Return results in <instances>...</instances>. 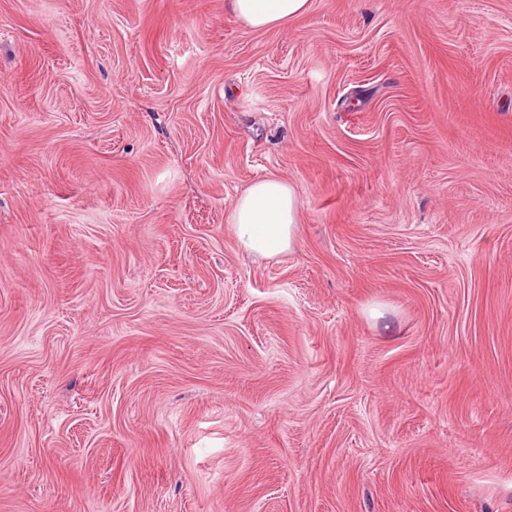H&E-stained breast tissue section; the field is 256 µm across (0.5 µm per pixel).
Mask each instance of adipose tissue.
I'll return each mask as SVG.
<instances>
[{"mask_svg": "<svg viewBox=\"0 0 512 512\" xmlns=\"http://www.w3.org/2000/svg\"><path fill=\"white\" fill-rule=\"evenodd\" d=\"M228 6L247 28L260 31L306 15L311 0H228ZM230 220L244 251L276 257L292 246L299 222L297 195L278 177L259 178L237 198Z\"/></svg>", "mask_w": 512, "mask_h": 512, "instance_id": "obj_1", "label": "adipose tissue"}]
</instances>
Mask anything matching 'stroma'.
<instances>
[{
    "label": "stroma",
    "instance_id": "1",
    "mask_svg": "<svg viewBox=\"0 0 512 512\" xmlns=\"http://www.w3.org/2000/svg\"><path fill=\"white\" fill-rule=\"evenodd\" d=\"M0 512H512V0H0ZM228 6L247 28L260 31L306 15L311 0H229ZM230 220L244 251L276 257L292 247L299 224L297 195L278 177L259 178L237 198Z\"/></svg>",
    "mask_w": 512,
    "mask_h": 512
}]
</instances>
